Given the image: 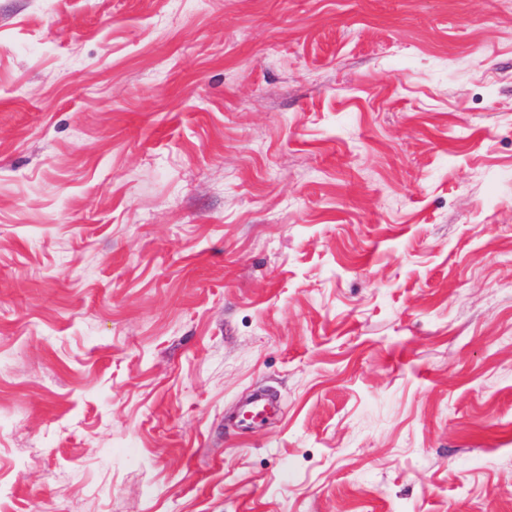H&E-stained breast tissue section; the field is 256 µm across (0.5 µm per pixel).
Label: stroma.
I'll list each match as a JSON object with an SVG mask.
<instances>
[{
    "mask_svg": "<svg viewBox=\"0 0 512 512\" xmlns=\"http://www.w3.org/2000/svg\"><path fill=\"white\" fill-rule=\"evenodd\" d=\"M0 512H512V0H0Z\"/></svg>",
    "mask_w": 512,
    "mask_h": 512,
    "instance_id": "35a3bbf8",
    "label": "stroma"
}]
</instances>
